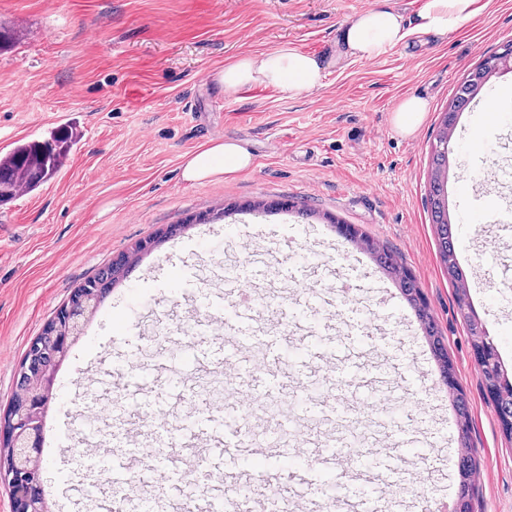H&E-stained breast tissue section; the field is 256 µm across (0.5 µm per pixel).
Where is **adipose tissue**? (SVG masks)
Listing matches in <instances>:
<instances>
[{"instance_id": "1", "label": "adipose tissue", "mask_w": 512, "mask_h": 512, "mask_svg": "<svg viewBox=\"0 0 512 512\" xmlns=\"http://www.w3.org/2000/svg\"><path fill=\"white\" fill-rule=\"evenodd\" d=\"M480 2L425 0L413 21L390 7L370 9L338 28L331 61L281 47L236 58L216 72L214 81L227 92L255 84L274 87L291 96L311 92L321 86L328 63L375 60L408 45L417 36H448L480 12ZM252 164V155L240 143L216 140L185 155L182 176L191 183L231 180Z\"/></svg>"}]
</instances>
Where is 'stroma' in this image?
I'll return each instance as SVG.
<instances>
[{"instance_id":"stroma-1","label":"stroma","mask_w":512,"mask_h":512,"mask_svg":"<svg viewBox=\"0 0 512 512\" xmlns=\"http://www.w3.org/2000/svg\"><path fill=\"white\" fill-rule=\"evenodd\" d=\"M423 0H0V28L13 38L0 52V154L16 143L72 135L62 169L36 190L0 205V411L16 390L29 342L74 291L141 240L163 235L140 255L90 316L53 389L41 488L51 512H100L91 496L98 474L90 454L112 457L122 512L160 496L179 512L188 482L207 494L227 490V467L281 493L312 471L307 453L240 451L220 463L206 436L176 448L178 478L144 481L154 459L153 409L139 414L125 445L90 439L89 403L129 377L154 371L147 391L165 389L160 364L189 377L234 376L216 336L215 360L197 352L192 330L210 307L234 308V280L245 277L251 304L267 323L294 312L318 332L316 376L336 373V341L355 340L350 380L385 378L393 394L363 408L357 446L364 467L316 476L315 488L343 496L389 494L410 512H436L456 497L458 460L477 463L474 512H512V439L502 433L472 358L465 317L439 258L428 202L431 153L456 86L485 55L512 42V0H489L447 39L424 38L381 58L329 66L317 90L291 97L260 85L223 92L215 71L238 55L280 47L331 57L337 29L361 12L388 6L414 17ZM425 99L428 112L410 137L392 122L399 100ZM496 99L499 120L481 107ZM232 139L255 158L233 180L189 183L185 154L209 137ZM488 147L475 156V140ZM512 73L491 76L461 112L441 179L470 310L486 325L498 356L512 366ZM293 200L292 212L251 203ZM215 223L198 224L199 214ZM356 225L398 252L417 278L444 337L471 417L458 441L452 397L428 339L396 282L341 236ZM331 292L333 307L299 304V291ZM395 424L380 432L376 414Z\"/></svg>"}]
</instances>
